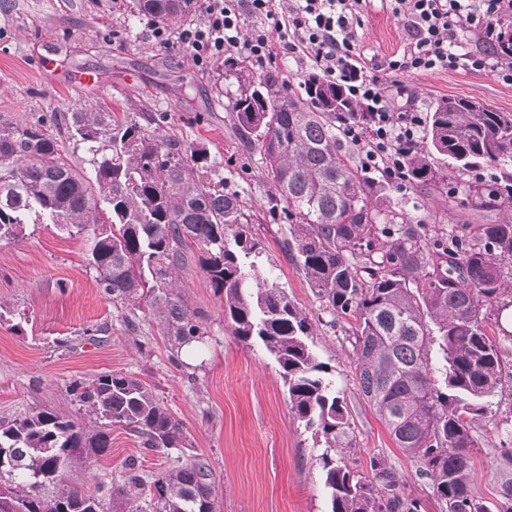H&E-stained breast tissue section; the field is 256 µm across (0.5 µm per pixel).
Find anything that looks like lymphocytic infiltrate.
Returning a JSON list of instances; mask_svg holds the SVG:
<instances>
[{
    "label": "lymphocytic infiltrate",
    "instance_id": "lymphocytic-infiltrate-1",
    "mask_svg": "<svg viewBox=\"0 0 512 512\" xmlns=\"http://www.w3.org/2000/svg\"><path fill=\"white\" fill-rule=\"evenodd\" d=\"M365 0H201L203 19L177 31L153 26L157 46L180 45L196 66L209 68L236 57L263 69L295 55L326 80L343 83L368 123H347L343 136L363 169L404 180L406 158L420 146L423 120L395 111L388 94L393 77L434 70L489 71L512 82V59L469 48L472 37L499 40L496 20L512 15V0H394L393 12L407 31L399 58L386 74L367 71L358 60L356 30ZM256 19L245 30L246 18Z\"/></svg>",
    "mask_w": 512,
    "mask_h": 512
}]
</instances>
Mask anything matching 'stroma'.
<instances>
[{
	"label": "stroma",
	"instance_id": "obj_1",
	"mask_svg": "<svg viewBox=\"0 0 512 512\" xmlns=\"http://www.w3.org/2000/svg\"><path fill=\"white\" fill-rule=\"evenodd\" d=\"M129 0H0V115L32 123L82 104L118 112L142 107L166 115L164 128L205 149L211 164L204 182L223 183L249 210L251 228L264 251L255 266L285 288L317 322L319 361L328 367L336 393L350 411L351 428L338 447L305 430L292 415L275 359L259 344H245L224 323V305L188 246V266L177 287L205 316L208 342L195 360L173 364L171 345L150 317L128 334L123 313L100 292L85 262L86 248L53 224H27L15 241L0 242V421L31 410L76 416L68 386L105 371L121 370L151 385L180 420L185 447L149 452L139 438L116 427L112 453L91 467L73 466L69 482L96 490L120 481L135 458L154 475L179 461L203 456L219 483L218 512H327L322 458L365 469L384 457L422 512H440L433 489L416 462L396 448L379 416L362 398L352 347L332 327L282 247L268 214L270 188L260 178L258 152L242 150L233 135L229 96L213 92L223 63L201 69L179 48L156 46L147 19L134 16ZM359 61L383 70L402 48L407 32L391 0H368L356 28ZM399 112L427 114L435 101L462 97L512 112V83L488 72L432 71L403 77L391 89ZM498 171L485 167L454 174L448 191L457 205L448 220L486 224L502 220L496 210H476L468 193L489 189ZM473 470L478 493L494 500L503 441L512 436V388L475 416Z\"/></svg>",
	"mask_w": 512,
	"mask_h": 512
}]
</instances>
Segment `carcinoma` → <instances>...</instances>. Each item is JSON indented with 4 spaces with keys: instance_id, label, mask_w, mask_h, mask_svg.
I'll use <instances>...</instances> for the list:
<instances>
[{
    "instance_id": "carcinoma-1",
    "label": "carcinoma",
    "mask_w": 512,
    "mask_h": 512,
    "mask_svg": "<svg viewBox=\"0 0 512 512\" xmlns=\"http://www.w3.org/2000/svg\"><path fill=\"white\" fill-rule=\"evenodd\" d=\"M131 4L159 26L195 16V0ZM232 76L239 138L259 151L261 179L275 189L268 211L331 323H346L363 399L431 481L440 512H512V478L486 501L472 467V416L503 378L512 379V361L487 331L488 320L499 326L512 308V220L443 224L441 215L412 216L340 141L347 122L367 119L340 87L313 74L299 93L274 74L256 79L243 65ZM163 119L92 106L24 125L0 116V241L20 237L31 217L84 240L98 288L126 311L131 333L139 332L140 311L178 351L209 336L203 315L173 286L184 250L195 244L232 336L264 346L292 415L336 441L350 428L349 412L313 350V317L256 274L250 258L262 247L251 215L235 194L200 180V151L152 129ZM425 138L407 159L409 186L442 198L448 164L485 165L501 180L473 193L475 206L512 208L511 112L443 98L427 116ZM67 142L92 155L93 172L67 160ZM69 393L95 428L46 410L0 424V512H107V499L126 500L145 485L153 512H217V477L199 456L152 479L131 462L122 482L94 494L67 483L72 464L110 454L116 426L151 451L187 441L153 388L129 374L75 380ZM322 462L329 512H420L382 459L370 458L366 473L326 456Z\"/></svg>"
}]
</instances>
